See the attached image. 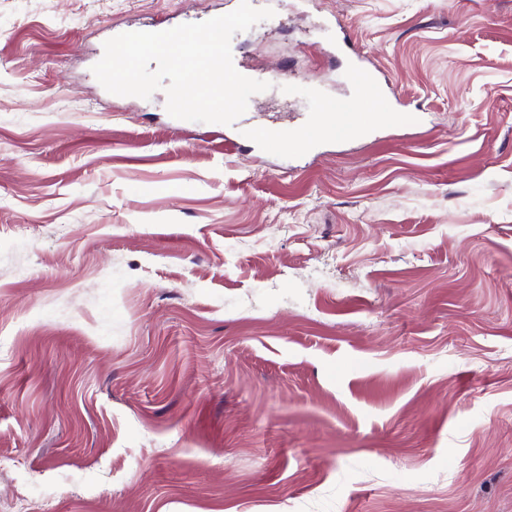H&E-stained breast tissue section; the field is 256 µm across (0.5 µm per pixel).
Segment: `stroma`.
I'll use <instances>...</instances> for the list:
<instances>
[{
	"instance_id": "35a3bbf8",
	"label": "stroma",
	"mask_w": 512,
	"mask_h": 512,
	"mask_svg": "<svg viewBox=\"0 0 512 512\" xmlns=\"http://www.w3.org/2000/svg\"><path fill=\"white\" fill-rule=\"evenodd\" d=\"M239 0H0V510L512 512V0H259L251 120L413 128L284 158L92 68ZM342 44L345 49L351 50L357 59L351 71L355 98L346 101L325 98L321 101L323 112H299L294 116L295 120L291 125L281 124L274 119L250 123L245 118V112L233 125H224V128L235 131L239 140L250 144V149H264L268 145H273L285 156H296L311 151L322 140L358 139L368 136L381 114H388L398 126H415L419 121L417 112H369L383 108L391 109L389 88L381 81L375 70L361 64L360 55L346 38Z\"/></svg>"
}]
</instances>
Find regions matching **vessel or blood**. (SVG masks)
I'll return each mask as SVG.
<instances>
[{
    "instance_id": "1",
    "label": "vessel or blood",
    "mask_w": 512,
    "mask_h": 512,
    "mask_svg": "<svg viewBox=\"0 0 512 512\" xmlns=\"http://www.w3.org/2000/svg\"><path fill=\"white\" fill-rule=\"evenodd\" d=\"M351 78L353 99H323L317 112H300L292 124L276 120L260 123L238 118L232 126L238 139L251 147L274 146L286 156H296L314 149L326 139H358L368 136L378 118L377 112L390 108L389 88L372 68L354 63Z\"/></svg>"
}]
</instances>
